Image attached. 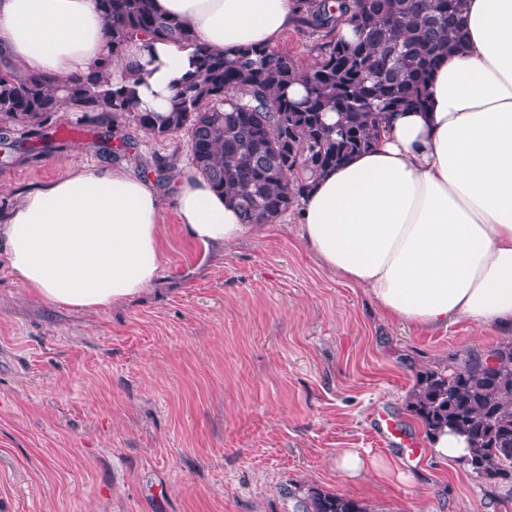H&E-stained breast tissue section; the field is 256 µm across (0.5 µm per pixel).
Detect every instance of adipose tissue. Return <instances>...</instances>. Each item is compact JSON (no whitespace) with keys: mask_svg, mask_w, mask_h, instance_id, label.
<instances>
[{"mask_svg":"<svg viewBox=\"0 0 512 512\" xmlns=\"http://www.w3.org/2000/svg\"><path fill=\"white\" fill-rule=\"evenodd\" d=\"M211 49L271 46L295 0H152ZM112 25L96 0H0V50L18 73L68 80L108 56ZM109 70L165 112L191 52L128 42ZM183 234L220 249L246 226L193 167L170 177ZM305 247L365 287L389 317L424 330L460 320L512 328V0H468L465 49L444 57L425 109L399 112L376 146L321 175L301 201ZM158 196L121 167L73 168L30 190L0 231V256L39 298L104 310L159 275Z\"/></svg>","mask_w":512,"mask_h":512,"instance_id":"adipose-tissue-1","label":"adipose tissue"}]
</instances>
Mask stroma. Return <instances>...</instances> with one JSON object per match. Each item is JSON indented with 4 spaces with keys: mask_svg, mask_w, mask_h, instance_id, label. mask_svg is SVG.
<instances>
[{
    "mask_svg": "<svg viewBox=\"0 0 512 512\" xmlns=\"http://www.w3.org/2000/svg\"><path fill=\"white\" fill-rule=\"evenodd\" d=\"M60 123L50 156L0 152V225L73 165L143 175L156 152L189 160L182 135L127 126L135 147L116 161L73 114ZM153 185L163 263L141 295L57 307L0 262V512H295L312 488L370 512H512V489L433 456L408 407L419 374L504 333L389 320L303 245L291 211L205 253L180 234L165 180ZM343 448L389 475L341 477Z\"/></svg>",
    "mask_w": 512,
    "mask_h": 512,
    "instance_id": "obj_1",
    "label": "stroma"
}]
</instances>
